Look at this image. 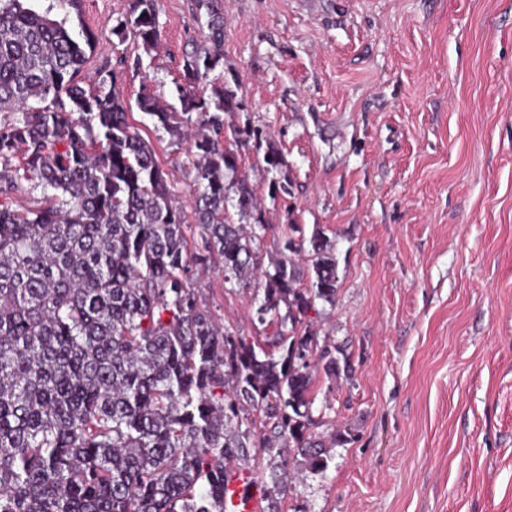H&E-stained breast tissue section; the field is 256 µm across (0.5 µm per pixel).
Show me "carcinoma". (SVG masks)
Instances as JSON below:
<instances>
[{"label": "carcinoma", "instance_id": "cac0c4a2", "mask_svg": "<svg viewBox=\"0 0 512 512\" xmlns=\"http://www.w3.org/2000/svg\"><path fill=\"white\" fill-rule=\"evenodd\" d=\"M156 4L130 0L113 27L148 56ZM207 9L213 46L185 61L180 108L137 100L177 139L200 126L191 224L114 73L77 79L94 35L0 0V113L13 115L0 123V194L24 181L55 191L31 207L0 200V512H228V469L251 471L257 451L262 512H280L292 482L333 459L310 432L311 387L350 366L304 317L334 303L336 260L314 233L311 286L296 287L303 242L290 224L281 257L260 267L269 225L247 181L228 179V139L244 134L224 125L232 95L199 91L222 60L224 16ZM231 199L253 223L232 222ZM215 254L224 283L253 287L258 318L274 314L288 331L263 346L201 306L193 281Z\"/></svg>", "mask_w": 512, "mask_h": 512}]
</instances>
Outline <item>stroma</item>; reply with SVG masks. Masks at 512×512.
Masks as SVG:
<instances>
[{
	"label": "stroma",
	"instance_id": "1",
	"mask_svg": "<svg viewBox=\"0 0 512 512\" xmlns=\"http://www.w3.org/2000/svg\"><path fill=\"white\" fill-rule=\"evenodd\" d=\"M129 0L39 12L94 33L84 76L115 69L130 123L188 207L189 144L155 127L137 99L176 103L185 60L209 44L198 0H158L145 56L112 32ZM223 61L208 79L243 130L238 172L269 230L321 232L336 259L334 303L305 318L349 359L348 378L314 380V431L343 432L322 475L288 490L281 512H512V0H217ZM141 58L121 69L119 56ZM284 166L271 169L269 150ZM286 184L274 197L272 183ZM202 305L247 338L253 291L217 271L195 281Z\"/></svg>",
	"mask_w": 512,
	"mask_h": 512
}]
</instances>
